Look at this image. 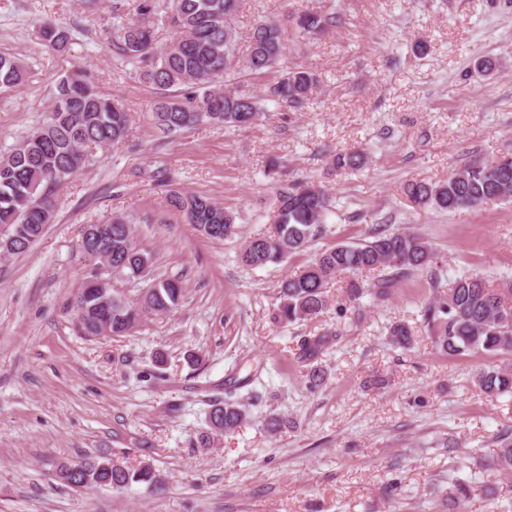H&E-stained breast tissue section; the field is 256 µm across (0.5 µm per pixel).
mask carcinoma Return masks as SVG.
I'll list each match as a JSON object with an SVG mask.
<instances>
[{"instance_id":"cac0c4a2","label":"carcinoma","mask_w":512,"mask_h":512,"mask_svg":"<svg viewBox=\"0 0 512 512\" xmlns=\"http://www.w3.org/2000/svg\"><path fill=\"white\" fill-rule=\"evenodd\" d=\"M139 19L121 22L115 28V44L123 61L145 83L160 90L182 86L201 94L180 101L163 97L151 108L155 125L165 133L192 127L200 122L244 126L255 123L264 111L262 101L224 87L225 78L239 67L236 56V28L232 17L236 0H136ZM163 13L174 37L157 45L150 19ZM340 16L334 10L319 9L298 14V31L312 37L336 27ZM38 38L55 50H65L75 39L70 29L44 20L37 26ZM285 45L280 25L275 21L258 24L250 36L244 67L263 77L275 68ZM26 65L11 55L0 54V88L21 86ZM316 79L308 71H290L268 89L267 100L281 107L303 110L311 99ZM133 116L116 99L102 94L94 80L81 70L62 77L55 85L47 118L0 157V227L6 236H15L12 254L20 255L42 237L53 222L55 188L97 152L128 140ZM367 163L361 151L337 153L331 164L337 170L359 169ZM406 197L414 204L441 211L475 209L490 201H512V156L485 162L473 159L438 183L410 181ZM168 206L212 240L231 239L238 234L233 215L210 197L199 193L170 191ZM332 200L319 185L306 183L282 190L275 199L277 228L274 234L246 240L240 260L249 267L278 265L288 256L307 251L317 239L331 232L327 218ZM132 219L115 215L101 225L98 239L81 240L84 252L97 251L106 266L120 269L129 280H138L140 257L151 254L133 240ZM431 245L411 231H391L376 225L369 239L359 243L338 242L318 251L299 270L280 283V303L276 319L294 323L320 317L328 306L327 289L336 279L346 278L347 296L359 300L368 293L385 301L397 284L431 266ZM372 274L373 283L364 286L359 278ZM92 274L84 283L76 307L90 306L96 295ZM144 302L129 298L112 304V337L128 336L148 316L166 315L178 308L184 297L177 277L154 274L147 285ZM512 287L504 293L488 286L484 277L463 271L448 291L436 295L424 308L435 344L449 355L512 353ZM391 342L404 349L415 342V331L404 323L389 326ZM328 335L305 339L301 344L303 361L315 359L327 347ZM476 382L490 398L512 393V365L480 372ZM249 422V411L241 399L231 397L209 413L208 429L202 432L200 447L208 448L214 437L236 432ZM76 482L84 489H123L134 483L156 486L152 467L144 463L130 467L105 457H85ZM496 466L512 468V435L503 433Z\"/></svg>"}]
</instances>
